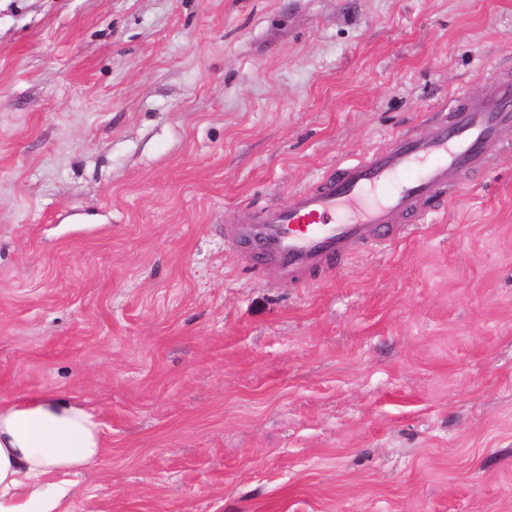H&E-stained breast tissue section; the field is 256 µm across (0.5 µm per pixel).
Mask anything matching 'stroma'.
Listing matches in <instances>:
<instances>
[{"instance_id":"35a3bbf8","label":"stroma","mask_w":512,"mask_h":512,"mask_svg":"<svg viewBox=\"0 0 512 512\" xmlns=\"http://www.w3.org/2000/svg\"><path fill=\"white\" fill-rule=\"evenodd\" d=\"M493 75L512 0H0V400L99 422L68 512H512V144L301 280L224 237Z\"/></svg>"}]
</instances>
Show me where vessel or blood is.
<instances>
[{
    "label": "vessel or blood",
    "instance_id": "1",
    "mask_svg": "<svg viewBox=\"0 0 512 512\" xmlns=\"http://www.w3.org/2000/svg\"><path fill=\"white\" fill-rule=\"evenodd\" d=\"M449 111L450 125L420 137L397 135L287 205L256 211L232 227V237L250 244L254 265L287 274L341 261L359 246L390 244L405 230L402 216L441 201L451 174L483 167L512 128V84L481 103L460 91Z\"/></svg>",
    "mask_w": 512,
    "mask_h": 512
}]
</instances>
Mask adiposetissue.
<instances>
[{
  "label": "adipose tissue",
  "instance_id": "obj_1",
  "mask_svg": "<svg viewBox=\"0 0 512 512\" xmlns=\"http://www.w3.org/2000/svg\"><path fill=\"white\" fill-rule=\"evenodd\" d=\"M103 449L98 423L71 398L0 400V512H62L72 476Z\"/></svg>",
  "mask_w": 512,
  "mask_h": 512
}]
</instances>
